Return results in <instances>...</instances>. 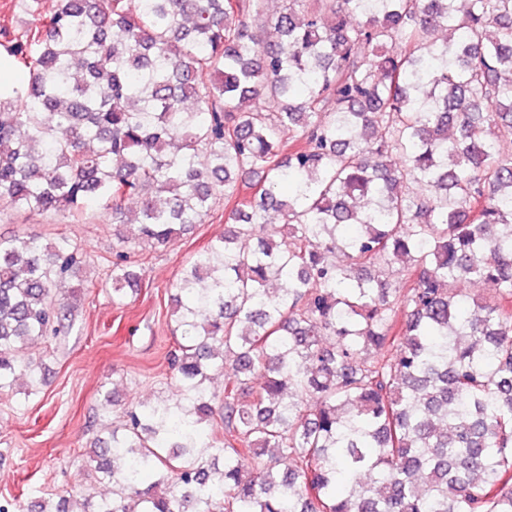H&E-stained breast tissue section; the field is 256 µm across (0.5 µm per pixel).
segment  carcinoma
Masks as SVG:
<instances>
[{
    "label": "carcinoma",
    "instance_id": "obj_1",
    "mask_svg": "<svg viewBox=\"0 0 512 512\" xmlns=\"http://www.w3.org/2000/svg\"><path fill=\"white\" fill-rule=\"evenodd\" d=\"M306 2L15 0L0 210L100 202L120 301L234 201L171 294L178 398L100 442L89 512H512V0ZM86 264L0 236V393Z\"/></svg>",
    "mask_w": 512,
    "mask_h": 512
}]
</instances>
